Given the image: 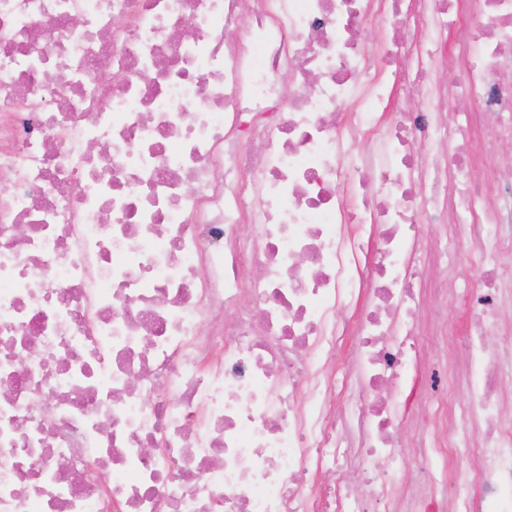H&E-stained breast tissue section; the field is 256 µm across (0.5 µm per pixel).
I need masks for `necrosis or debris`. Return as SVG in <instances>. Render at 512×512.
Masks as SVG:
<instances>
[{
	"label": "necrosis or debris",
	"instance_id": "necrosis-or-debris-1",
	"mask_svg": "<svg viewBox=\"0 0 512 512\" xmlns=\"http://www.w3.org/2000/svg\"><path fill=\"white\" fill-rule=\"evenodd\" d=\"M503 139L512 0H0V512H512ZM424 224L499 260L401 490Z\"/></svg>",
	"mask_w": 512,
	"mask_h": 512
}]
</instances>
